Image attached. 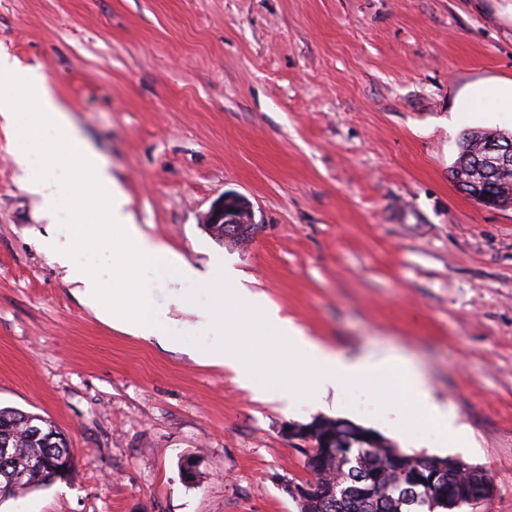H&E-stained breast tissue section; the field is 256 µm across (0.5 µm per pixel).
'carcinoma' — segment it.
Wrapping results in <instances>:
<instances>
[{
    "label": "carcinoma",
    "mask_w": 512,
    "mask_h": 512,
    "mask_svg": "<svg viewBox=\"0 0 512 512\" xmlns=\"http://www.w3.org/2000/svg\"><path fill=\"white\" fill-rule=\"evenodd\" d=\"M507 138L512 140V132L477 129L464 133L459 142L455 166L462 171L460 188L481 204L512 196V186H497L484 180L479 169L486 144ZM32 422L42 427L41 436L30 431ZM324 422L325 430L315 427L313 421L308 423L309 448L322 453L323 460L306 468L323 485L336 486V499L324 506L310 502L298 512H446L445 507L433 502L436 489L424 485L418 489L415 506H408V489L418 475L436 470L451 491L465 486L478 492L489 482L482 470L468 471L457 460L409 454L376 440V434L369 429H350L340 419L326 418ZM66 447V438L53 421L39 414L0 407V448L10 449L8 458H0V485L5 483L7 474H24L8 494H0V500L69 478L74 461L61 453Z\"/></svg>",
    "instance_id": "obj_1"
}]
</instances>
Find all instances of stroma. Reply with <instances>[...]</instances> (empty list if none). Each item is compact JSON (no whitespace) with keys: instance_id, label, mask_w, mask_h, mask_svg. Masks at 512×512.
<instances>
[{"instance_id":"35a3bbf8","label":"stroma","mask_w":512,"mask_h":512,"mask_svg":"<svg viewBox=\"0 0 512 512\" xmlns=\"http://www.w3.org/2000/svg\"><path fill=\"white\" fill-rule=\"evenodd\" d=\"M0 51L48 74L160 248L134 277L88 242L74 262L104 303L165 314L145 340L82 302L43 246L82 214L48 224L15 163L42 135L0 122V406L53 420L75 459L0 512H297L310 474L283 429L322 417L480 467L481 512H512V208L451 176L463 133L512 129L465 108L512 81V0H0ZM227 192L248 241L205 227ZM219 257L314 343L412 360L463 433L400 436L397 377L390 403L350 386L286 407L192 359L223 342L200 315Z\"/></svg>"}]
</instances>
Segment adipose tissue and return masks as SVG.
<instances>
[{"label": "adipose tissue", "mask_w": 512, "mask_h": 512, "mask_svg": "<svg viewBox=\"0 0 512 512\" xmlns=\"http://www.w3.org/2000/svg\"><path fill=\"white\" fill-rule=\"evenodd\" d=\"M20 118L30 126L44 128L67 159L86 174L84 181L65 190L48 173L33 165L31 149L23 148L15 154L27 190L39 198L47 215H56L67 203L82 208L83 222L76 239L50 242L55 261L66 268L67 279L76 284L83 302L102 312L113 325L146 339L157 335L163 313L147 318L131 303L103 307L100 281L74 264L71 254L76 241H87L112 252L134 274L141 263L158 253V246L135 224L127 209L126 193L73 124L47 74L37 68L19 67L3 53L0 54V119L12 126ZM114 228L120 229V237H111L110 231ZM214 275V281L208 286L210 304L202 309L201 315L225 341L219 347L194 352L196 361L229 368L242 386L270 399L304 392L319 395L330 386L339 388L355 382L383 381L397 375L406 382L415 398L413 407L404 415L405 426H413L419 418L427 416L445 429L458 430L453 409L435 400L424 374L412 361L389 354L350 357L328 351L308 340L298 327L282 317L263 293L246 288L232 267L215 264ZM243 309L255 314L254 331L266 339L263 346L253 351L246 350L241 339L239 312ZM271 355L288 361V372L280 387L275 389L255 372L257 360Z\"/></svg>", "instance_id": "1"}]
</instances>
